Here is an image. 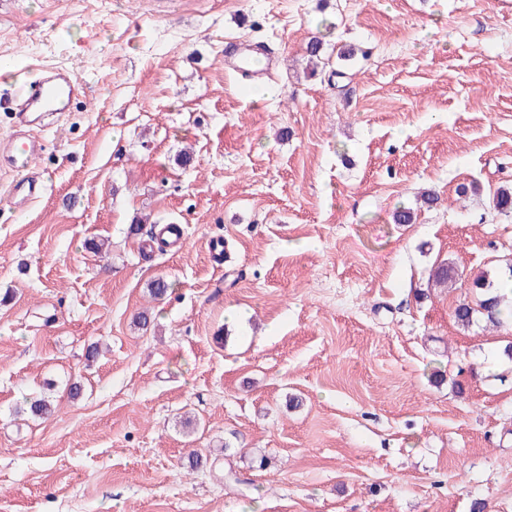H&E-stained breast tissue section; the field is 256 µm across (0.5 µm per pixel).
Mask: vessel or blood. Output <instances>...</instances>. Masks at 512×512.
<instances>
[{
	"instance_id": "obj_1",
	"label": "vessel or blood",
	"mask_w": 512,
	"mask_h": 512,
	"mask_svg": "<svg viewBox=\"0 0 512 512\" xmlns=\"http://www.w3.org/2000/svg\"><path fill=\"white\" fill-rule=\"evenodd\" d=\"M265 54L267 62H274L273 51L264 50L263 46L233 47L230 57L237 72L247 79H258V72L247 69L246 56L250 53ZM86 90L81 80L70 70L51 67L43 69L38 82L19 91L13 99L12 135L0 141V157L11 166L21 171L22 177L16 181L12 198L15 204H22L40 198L46 185L30 166L42 152L43 145L28 133V127L34 114L55 112L60 106L70 105Z\"/></svg>"
}]
</instances>
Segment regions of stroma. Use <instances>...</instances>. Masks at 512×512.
<instances>
[{
  "label": "stroma",
  "instance_id": "35a3bbf8",
  "mask_svg": "<svg viewBox=\"0 0 512 512\" xmlns=\"http://www.w3.org/2000/svg\"><path fill=\"white\" fill-rule=\"evenodd\" d=\"M2 58L88 93L31 130L43 197L0 165V512H512V326L453 316L512 264V0H0ZM226 53L230 55L234 69L242 75L246 73V78L249 80L261 79L276 61L273 51L267 50L260 45H248L244 47L233 46L230 52L227 48ZM250 53H258L266 56L267 63L264 70L252 71L246 67V55ZM45 191L46 185L41 176L34 171H28L26 175L16 181L12 198L14 204L18 207L22 203L40 198Z\"/></svg>",
  "mask_w": 512,
  "mask_h": 512
}]
</instances>
